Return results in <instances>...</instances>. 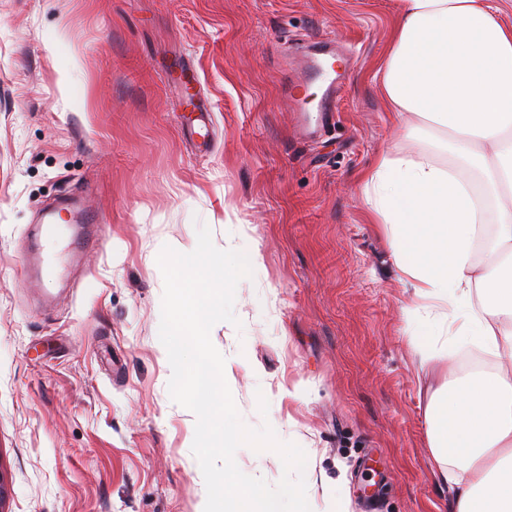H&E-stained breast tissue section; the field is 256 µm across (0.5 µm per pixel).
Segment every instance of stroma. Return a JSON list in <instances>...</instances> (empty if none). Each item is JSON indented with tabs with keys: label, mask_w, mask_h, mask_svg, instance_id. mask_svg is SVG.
<instances>
[{
	"label": "stroma",
	"mask_w": 512,
	"mask_h": 512,
	"mask_svg": "<svg viewBox=\"0 0 512 512\" xmlns=\"http://www.w3.org/2000/svg\"><path fill=\"white\" fill-rule=\"evenodd\" d=\"M397 0H0V472L6 512H200L196 417L159 339L163 246L198 226L258 248L236 323L211 330L243 422L299 445L311 512H449L414 291L362 201L382 152H430L388 112L376 70ZM346 44L332 115L299 112L285 60ZM196 73L197 112L172 69ZM73 202L94 248L62 238L57 279L27 273L48 213ZM269 403L257 409L258 396ZM276 484L278 455L240 447Z\"/></svg>",
	"instance_id": "stroma-1"
}]
</instances>
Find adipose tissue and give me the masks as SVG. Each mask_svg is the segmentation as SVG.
<instances>
[{
	"mask_svg": "<svg viewBox=\"0 0 512 512\" xmlns=\"http://www.w3.org/2000/svg\"><path fill=\"white\" fill-rule=\"evenodd\" d=\"M377 76L389 112L439 135L363 178L415 290L404 331L421 368L465 349L495 362L431 392L437 475L450 512H512V26L489 0H398Z\"/></svg>",
	"mask_w": 512,
	"mask_h": 512,
	"instance_id": "obj_1",
	"label": "adipose tissue"
}]
</instances>
